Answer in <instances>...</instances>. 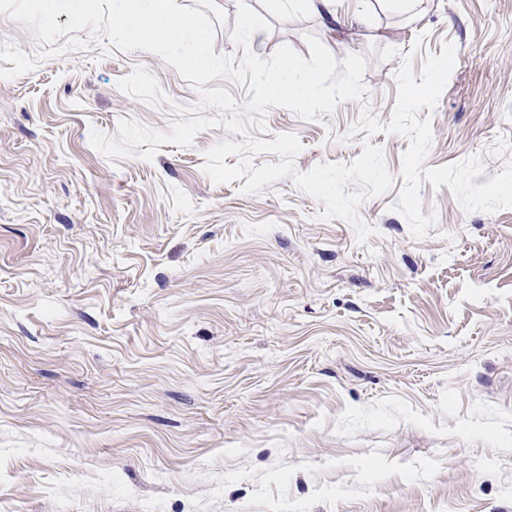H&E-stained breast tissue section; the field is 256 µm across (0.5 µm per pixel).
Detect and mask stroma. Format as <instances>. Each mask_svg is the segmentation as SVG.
<instances>
[{"label":"stroma","instance_id":"obj_1","mask_svg":"<svg viewBox=\"0 0 512 512\" xmlns=\"http://www.w3.org/2000/svg\"><path fill=\"white\" fill-rule=\"evenodd\" d=\"M203 11L215 53L242 55L237 0ZM269 58L306 34L363 55L362 102L317 120L272 108L305 172L380 146L394 178L364 201L376 233L324 220L291 178L215 183L224 128L153 160L108 159L91 129L169 132L197 90L160 56L84 29L54 44L0 14V512H512V208L464 211L423 183L415 237L392 211L409 146L389 123L403 56L456 48L425 166L512 157V0H337L367 23L329 32L304 0H246ZM167 103L121 92L134 67Z\"/></svg>","mask_w":512,"mask_h":512}]
</instances>
